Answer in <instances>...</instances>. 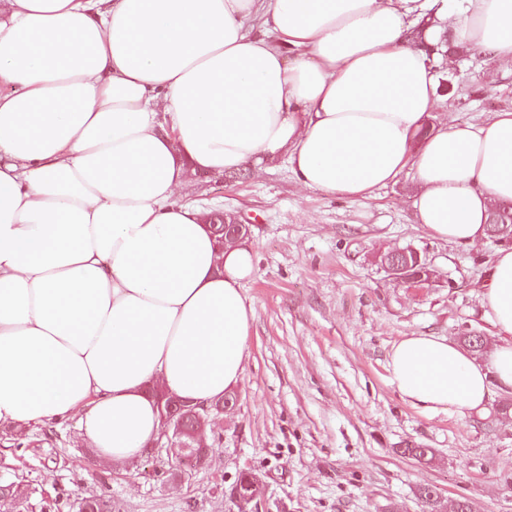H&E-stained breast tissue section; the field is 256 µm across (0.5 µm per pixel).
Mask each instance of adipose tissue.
<instances>
[{"instance_id": "ef3b65f1", "label": "adipose tissue", "mask_w": 512, "mask_h": 512, "mask_svg": "<svg viewBox=\"0 0 512 512\" xmlns=\"http://www.w3.org/2000/svg\"><path fill=\"white\" fill-rule=\"evenodd\" d=\"M0 0V423L80 418L101 462L163 431L153 391L211 404L242 378L251 250L179 205L188 169L369 197L411 171L416 221L475 247L512 203V111L416 134L443 39L512 69V0ZM485 361L408 336L400 395L466 416L512 389V247L482 285Z\"/></svg>"}]
</instances>
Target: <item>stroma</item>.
<instances>
[{
	"instance_id": "1",
	"label": "stroma",
	"mask_w": 512,
	"mask_h": 512,
	"mask_svg": "<svg viewBox=\"0 0 512 512\" xmlns=\"http://www.w3.org/2000/svg\"><path fill=\"white\" fill-rule=\"evenodd\" d=\"M439 100L427 125H479L512 110V73L489 55L434 44ZM414 181L369 198H334L301 187L285 161L246 180L200 173L179 204L236 214L249 228L254 274L242 287L253 307L248 356L236 401L212 416L206 467L175 480L173 447L130 463L99 462L78 439L77 418L24 434L0 427V479L27 492L26 512H77L96 496L111 512H240L230 495L239 472L261 480L254 512H512V393L493 390L482 413L429 412L398 392L389 366L406 336L496 333L478 281L498 245L466 248L416 224ZM410 246L437 278L413 288L378 257ZM429 449L427 459L409 456ZM431 488L437 503L421 497Z\"/></svg>"
}]
</instances>
